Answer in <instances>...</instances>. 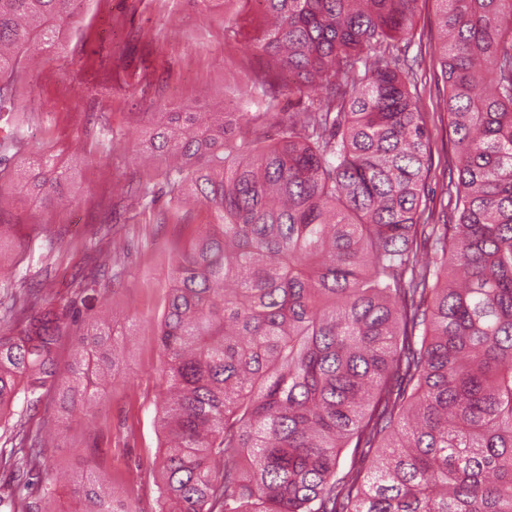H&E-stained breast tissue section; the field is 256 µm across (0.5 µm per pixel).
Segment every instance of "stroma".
<instances>
[{
  "mask_svg": "<svg viewBox=\"0 0 512 512\" xmlns=\"http://www.w3.org/2000/svg\"><path fill=\"white\" fill-rule=\"evenodd\" d=\"M260 25L261 11L252 5L86 0L64 28L62 48L32 55L18 88L32 142L74 169L76 200L44 212L27 196L16 195L0 207L1 223L46 221L63 234L59 252L51 255L38 247L20 253L5 246L0 278L24 291L51 275L59 292L61 275L90 272L113 241L123 245L112 261L110 291L90 302L75 298L73 306L104 308L127 326L125 368L100 386L90 416L62 424L48 454L54 472L76 477L93 471L108 491L132 500L138 512H157L163 440L158 410L164 391L157 331L170 264L209 219L200 205L185 206L179 218H171L156 166L141 160L139 133L147 113L163 104L257 111L244 90L257 95L281 83L279 71L254 49ZM437 42L436 4L418 0L410 52L420 63L416 92L432 141L426 206L438 224L442 186L455 168L456 154ZM147 179L155 200L144 205L133 190ZM104 224L114 225V236L96 239ZM28 495L39 512L85 508L64 481L40 478Z\"/></svg>",
  "mask_w": 512,
  "mask_h": 512,
  "instance_id": "stroma-1",
  "label": "stroma"
}]
</instances>
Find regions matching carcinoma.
I'll list each match as a JSON object with an SVG mask.
<instances>
[{
  "label": "carcinoma",
  "instance_id": "obj_1",
  "mask_svg": "<svg viewBox=\"0 0 512 512\" xmlns=\"http://www.w3.org/2000/svg\"><path fill=\"white\" fill-rule=\"evenodd\" d=\"M84 2L0 0V199L42 208L71 184L30 144L17 80ZM257 2L255 48L288 74L278 93L326 99L268 144L267 109L161 107L140 134L171 213L192 198L211 214L171 263L158 326V512H512V0H435L457 158L442 226L423 206L431 141L406 54L417 0ZM16 228L0 243L59 244L51 224ZM108 268L71 287L100 292ZM121 335L91 306L0 280V420L50 392L56 421L85 414L100 374L124 369ZM4 430L0 508L36 512L25 490L51 472L46 444L19 419ZM75 492L85 512H136L90 474Z\"/></svg>",
  "mask_w": 512,
  "mask_h": 512
}]
</instances>
